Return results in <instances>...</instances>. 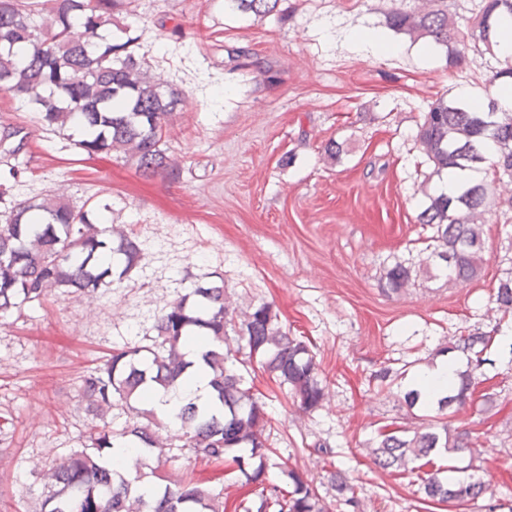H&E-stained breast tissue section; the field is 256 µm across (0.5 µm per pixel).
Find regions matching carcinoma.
<instances>
[{
  "label": "carcinoma",
  "mask_w": 512,
  "mask_h": 512,
  "mask_svg": "<svg viewBox=\"0 0 512 512\" xmlns=\"http://www.w3.org/2000/svg\"><path fill=\"white\" fill-rule=\"evenodd\" d=\"M242 13L288 17L285 0H230ZM414 8L395 7L388 26L398 33L427 37L439 46L483 45L493 51L496 21L512 16V0H482L472 21L457 24L448 17L447 0H416ZM123 0H0V86L10 97L30 107L40 128L61 132L73 129L80 139L73 145L88 156L118 153L133 162L149 179L172 176L175 160L158 132L174 120L184 103L182 93L164 88L137 39H115L109 26ZM415 144L433 165L444 171H485L493 175L466 183L458 195L434 194L416 216L433 235L432 257L448 271V279L467 283L483 262V224L486 215L506 202L494 184L506 176L512 182V113L487 108L473 112L463 102L437 100L419 124ZM75 207L55 193L16 203L0 222V313L45 306L58 291L94 295L112 284L113 270L123 278L141 260L134 233L106 222H92L82 212L73 223ZM416 266L397 262L382 276V287L393 293L415 284ZM493 301L503 314L512 313V276L499 280ZM146 344L125 345L81 379L79 392L95 420L82 447L57 456L44 478L56 486L46 512H226L222 491L194 477L168 484L160 468L158 492L148 494L122 473L109 468L106 458L112 441L126 440L139 452L157 459L187 449L195 456L225 463V470L245 476L243 486L262 488L258 506L244 512H330L319 487L288 471V488L265 487V473L273 454L269 445L271 418L254 396L242 369L257 362L264 371L289 386L299 408L310 413L325 398L315 377L316 360L306 342L288 336L267 303L234 316L224 298V286L198 285L180 295L153 325ZM492 332L459 336L447 348L461 353L467 370L459 386L438 400V411L474 402L488 381L482 372ZM234 333L236 347L229 343ZM194 336L205 341L201 359L210 369V385L220 414L205 415L189 402L178 414L180 433L162 434L167 424L152 408H140L142 392L159 386L176 387L192 364L184 342ZM400 373L383 366L369 376L377 393L392 389ZM126 413L115 423L114 410ZM447 426L431 419L405 437L400 428L383 427L372 453L386 468L415 471L426 503H452L465 494L460 507L473 509L485 492L480 481L441 476L438 449L468 450V435L451 439ZM239 449L232 457L228 453ZM258 464L247 471L246 460ZM336 512H364L363 501L351 494L342 472L333 473Z\"/></svg>",
  "instance_id": "1"
}]
</instances>
